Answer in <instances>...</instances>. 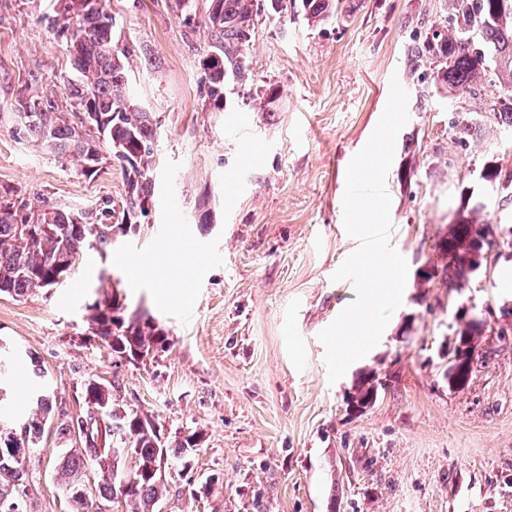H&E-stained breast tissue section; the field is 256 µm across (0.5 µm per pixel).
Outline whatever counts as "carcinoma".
<instances>
[{
  "label": "carcinoma",
  "mask_w": 512,
  "mask_h": 512,
  "mask_svg": "<svg viewBox=\"0 0 512 512\" xmlns=\"http://www.w3.org/2000/svg\"><path fill=\"white\" fill-rule=\"evenodd\" d=\"M268 12L281 14L296 6V0H216L219 11L206 14L201 23L210 35L207 54L215 56L206 71L207 95L213 107L225 108L227 86L246 90L252 106L263 110L265 96L250 87L245 50L250 42L262 3ZM355 0H301L304 19L320 25L351 13ZM55 35L70 45L79 76L65 90L71 111L60 110L50 99L22 94L18 114L24 115L18 133L35 142L41 150L85 176L98 172L113 155L124 163L125 193L122 216L148 213L154 195L150 178L156 130L150 113L137 105L128 90L124 60L130 47L115 40L112 17L104 0H57ZM411 73L420 88L429 83L446 90L448 103L460 98L479 101L485 121L512 129V0H448L444 23L427 31L414 29L405 49ZM81 113L94 117L95 134H83L74 118ZM468 113L453 112L448 133L470 127ZM480 178L498 188L512 187V173H502L488 161ZM485 204L477 202L460 210L439 243L446 262L440 272L448 287H466L477 272L488 250L498 245L492 238V225L475 218ZM125 234L123 224L112 223V203L74 209L48 200L34 210L20 190L0 189V293L26 296L35 289L59 284V265L78 260L87 250L105 253L115 237ZM119 299L96 300L91 311L90 336L112 351L113 363L144 361L151 351L165 348L162 332L142 319V315L122 312ZM481 321L473 319L455 331L453 359L443 378L448 385L465 384L471 373L476 350L475 336ZM19 357L0 362V404L12 389ZM375 378L359 381L352 402L359 408L370 405L377 396ZM86 411L72 418L63 408L53 409V399L42 383H35L30 409L24 414L0 411V446L8 439L14 452L0 457V512H28L31 487L26 484L29 464L36 448L56 420L55 435L71 437L87 426L81 447L68 449L55 468L58 485L68 489L81 479L91 480L89 494H79L69 502L71 512H84L94 495L104 501L124 503L128 512H157L168 488L163 472H182L188 457L199 447L201 437L193 432L174 441L161 439L154 422L136 413L117 410L112 405V389L90 380L82 391ZM104 411L98 426L96 410ZM133 452L137 478L128 488H120L124 449Z\"/></svg>",
  "instance_id": "carcinoma-1"
}]
</instances>
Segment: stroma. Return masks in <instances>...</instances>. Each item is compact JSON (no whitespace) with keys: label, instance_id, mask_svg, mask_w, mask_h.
<instances>
[{"label":"stroma","instance_id":"35a3bbf8","mask_svg":"<svg viewBox=\"0 0 512 512\" xmlns=\"http://www.w3.org/2000/svg\"><path fill=\"white\" fill-rule=\"evenodd\" d=\"M55 8L0 0V185L33 207L117 206L119 162L85 177L16 133L21 92L66 99L71 57L49 24ZM107 10L133 50L129 81L157 131L152 181L179 163L176 201L198 240H218L224 264L205 276L186 325L93 250L58 287L0 294V339L26 354L12 412L27 411L37 364L70 415L84 413L82 387L95 379L164 437L199 432L189 472L167 477L162 512H512V313H502L512 310V250L489 252L459 292L436 274L437 243L467 196L485 203L496 239L512 234V194L479 178L489 158L512 170V140L486 126L461 147L448 134L452 106L435 91L419 95L405 62L410 31L442 23L448 0H359L349 17L317 27L290 13L260 16L246 58L272 104L255 112L232 94L228 107L272 148L228 216L220 176L238 145L209 105L204 26L184 23L176 0H107ZM394 78L409 93V121L386 187L407 282L379 344L332 383L318 335L355 298L353 283L331 279L358 246L343 227L345 172ZM111 291L167 338L155 358L117 366L108 348L86 344V307ZM473 318L471 377L448 386L454 332ZM372 372L384 389L350 408ZM63 446L49 434L36 450L30 512H64L54 476Z\"/></svg>","mask_w":512,"mask_h":512}]
</instances>
